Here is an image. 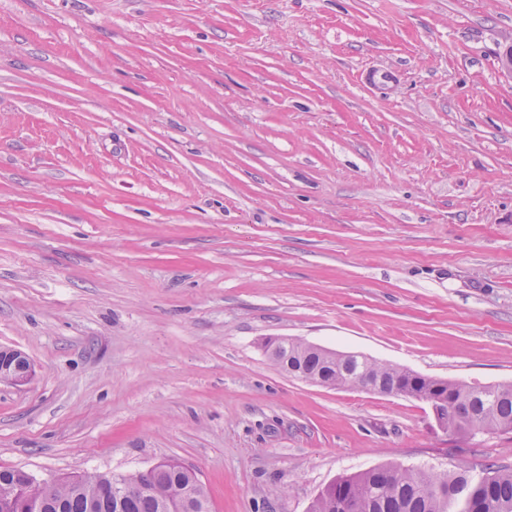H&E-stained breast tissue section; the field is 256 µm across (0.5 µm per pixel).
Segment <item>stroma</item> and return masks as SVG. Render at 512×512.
Listing matches in <instances>:
<instances>
[{"label":"stroma","mask_w":512,"mask_h":512,"mask_svg":"<svg viewBox=\"0 0 512 512\" xmlns=\"http://www.w3.org/2000/svg\"><path fill=\"white\" fill-rule=\"evenodd\" d=\"M510 52L512 0H0V346L34 365L0 469L176 460L211 512H307L512 464L262 349L512 384Z\"/></svg>","instance_id":"stroma-1"}]
</instances>
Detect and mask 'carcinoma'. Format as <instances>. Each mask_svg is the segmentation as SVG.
I'll return each mask as SVG.
<instances>
[{
    "mask_svg": "<svg viewBox=\"0 0 512 512\" xmlns=\"http://www.w3.org/2000/svg\"><path fill=\"white\" fill-rule=\"evenodd\" d=\"M282 355L298 368L296 376L343 389L369 385L379 393L396 389L426 402L448 394L440 415L448 433L475 436L512 431V384L468 385L437 380L350 352L326 353L296 339L282 341ZM135 492L124 512H210L197 473L178 461L126 475ZM0 512H117L109 498L90 496L78 478H65L33 491L25 508L0 497ZM308 512H512V465H486L479 472H440L422 466L386 465L330 484Z\"/></svg>",
    "mask_w": 512,
    "mask_h": 512,
    "instance_id": "obj_1",
    "label": "carcinoma"
}]
</instances>
